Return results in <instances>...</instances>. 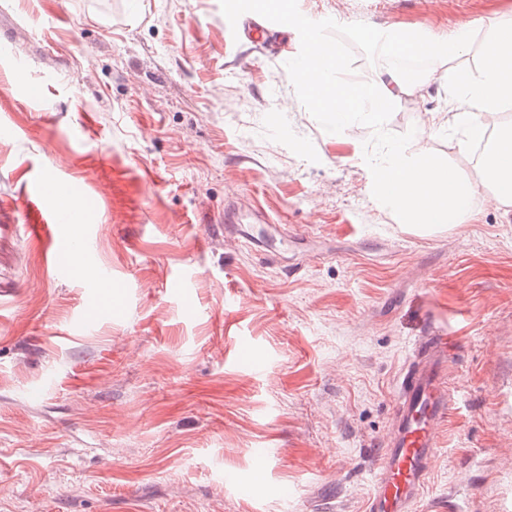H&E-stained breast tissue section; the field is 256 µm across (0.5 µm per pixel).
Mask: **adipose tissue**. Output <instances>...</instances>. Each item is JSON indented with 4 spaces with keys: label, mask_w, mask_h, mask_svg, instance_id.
Returning <instances> with one entry per match:
<instances>
[{
    "label": "adipose tissue",
    "mask_w": 512,
    "mask_h": 512,
    "mask_svg": "<svg viewBox=\"0 0 512 512\" xmlns=\"http://www.w3.org/2000/svg\"><path fill=\"white\" fill-rule=\"evenodd\" d=\"M486 26L484 57L475 73L457 81L452 113H428L421 134L453 127L462 131L465 141L478 140L488 129L486 116L512 104V17L490 18ZM477 32L473 25L437 38L399 27L377 34L387 65L369 85L338 83L343 62L336 46L326 40L317 50L300 53L294 71L308 105L330 130L343 131L357 120L376 127L380 115L398 106L403 95L448 72L451 63L469 52ZM410 59L422 60L423 67L409 77L403 64ZM366 165L378 195L401 223L412 228L475 223L473 201L483 192L503 207L512 206V125L499 129L475 180L438 160L430 149L409 152L396 143L383 155L367 158Z\"/></svg>",
    "instance_id": "obj_1"
}]
</instances>
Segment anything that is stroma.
<instances>
[{"label": "stroma", "mask_w": 512, "mask_h": 512, "mask_svg": "<svg viewBox=\"0 0 512 512\" xmlns=\"http://www.w3.org/2000/svg\"><path fill=\"white\" fill-rule=\"evenodd\" d=\"M0 0V512H364L399 373L433 324L457 342L454 405L416 512H512V211L412 231L377 199L361 155L411 142L448 109L455 70L333 137L292 57L336 44L339 82L384 55L369 33L427 35L512 0H288L289 31L253 0ZM428 141L477 178L481 143ZM80 204L51 248L20 199ZM236 202L266 257L206 238ZM90 230L82 275L47 271ZM183 283L178 293L166 281Z\"/></svg>", "instance_id": "obj_1"}]
</instances>
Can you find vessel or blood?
I'll use <instances>...</instances> for the list:
<instances>
[{
    "mask_svg": "<svg viewBox=\"0 0 512 512\" xmlns=\"http://www.w3.org/2000/svg\"><path fill=\"white\" fill-rule=\"evenodd\" d=\"M29 238L49 244L56 226L36 197L21 200ZM453 340L430 326L418 337L412 358L397 382L394 412L382 443L365 512H415L439 450V430L448 421L452 404L450 376Z\"/></svg>",
    "mask_w": 512,
    "mask_h": 512,
    "instance_id": "vessel-or-blood-1",
    "label": "vessel or blood"
}]
</instances>
